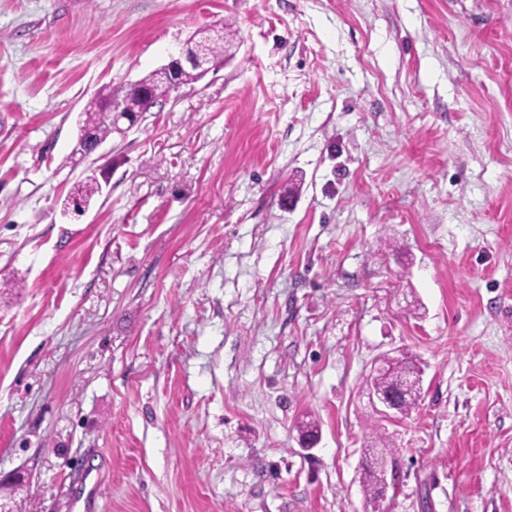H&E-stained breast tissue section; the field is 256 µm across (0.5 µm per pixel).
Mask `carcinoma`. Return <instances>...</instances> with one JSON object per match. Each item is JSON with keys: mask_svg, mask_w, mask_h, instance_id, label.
I'll return each mask as SVG.
<instances>
[{"mask_svg": "<svg viewBox=\"0 0 512 512\" xmlns=\"http://www.w3.org/2000/svg\"><path fill=\"white\" fill-rule=\"evenodd\" d=\"M195 40L207 47L210 66H215L226 60L225 52L231 46L232 34L227 33L218 38L209 34L195 37ZM167 81L166 75L160 70H154L134 83L126 84L118 88L103 87L84 107L78 117V127L82 129L83 141L74 147L70 158L66 163L74 166L81 163L87 156L89 144L112 137V119L109 113L102 111L104 100L112 95L118 98L125 108L133 113L140 114L148 111L145 98L146 90L159 89ZM97 195L94 183L83 180L75 183L69 191L67 198L80 199L86 204H91ZM416 368V363L411 360H397L393 366L384 372L376 374L370 379V385L377 390L391 393L400 398L401 406L405 412L415 409L421 399V394L407 386L408 373ZM389 437L381 432L371 436L370 445L365 454V464L362 467V486L366 499L370 503H376L379 498L381 476L389 468L387 448L390 447Z\"/></svg>", "mask_w": 512, "mask_h": 512, "instance_id": "carcinoma-1", "label": "carcinoma"}]
</instances>
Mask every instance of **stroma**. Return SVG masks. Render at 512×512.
<instances>
[{"label":"stroma","mask_w":512,"mask_h":512,"mask_svg":"<svg viewBox=\"0 0 512 512\" xmlns=\"http://www.w3.org/2000/svg\"><path fill=\"white\" fill-rule=\"evenodd\" d=\"M234 55L101 152L77 117ZM421 367L409 415L369 398ZM313 418L320 441L300 446ZM512 512V0H0V477L23 512ZM222 33V36L217 37L216 39L210 34H201L199 37L198 35L193 36L196 41L206 45L209 65L211 68L226 60L227 49L231 46L233 35L230 33L224 34V30ZM186 66L196 67L202 77L210 71L206 62L204 45L187 40L179 54L177 56L171 55L168 62L162 65L160 69L167 73L172 81H175L179 71ZM197 70L193 68L186 69L181 76V86L191 85L199 81L200 77ZM162 71L154 70L134 83L115 89L112 86L103 87L80 113L78 127L82 129L83 141L80 146L74 147L70 158H67L65 163L72 164L73 167L78 165L86 158L90 143L112 137L114 133L112 122L119 134L130 130L137 120L124 111L123 105L129 112L141 114L142 112H149V109L166 97L169 94L167 91L158 90L167 81L166 75ZM150 88L158 91L152 93L148 109L145 92ZM110 95L118 98L121 102L111 99L106 112H102L103 102ZM108 112H111L112 119ZM126 122L128 126L122 127ZM89 176L95 182H89L83 180L75 183L67 195V199H80L83 200L88 206L95 200L97 189L99 193L102 191L101 180L107 184L109 179V167L108 165H98L94 168L89 169ZM97 187V189H96ZM418 368L412 360H395L393 366L384 372L377 373L370 378V385L377 390L391 393L400 398L401 406L405 413L415 409L421 399L418 391L412 390L407 386L408 373ZM365 454V464L362 467V486L368 502L375 504L379 498L381 476L389 468V456L386 448H390L391 441L384 433L376 432L370 437ZM377 448H381L378 450Z\"/></svg>","instance_id":"1"}]
</instances>
